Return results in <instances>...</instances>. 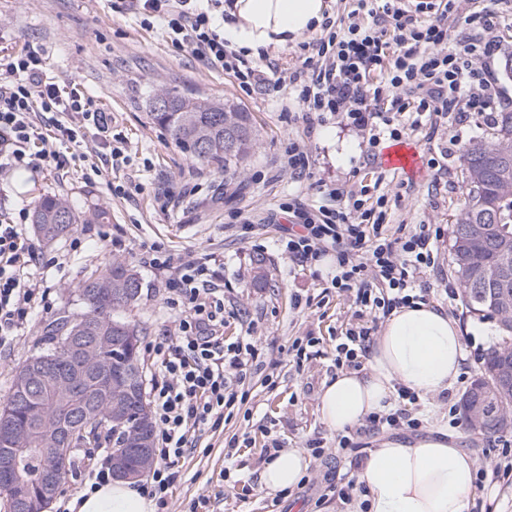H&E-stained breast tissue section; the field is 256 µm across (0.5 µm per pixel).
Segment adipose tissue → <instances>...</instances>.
Masks as SVG:
<instances>
[{
    "instance_id": "ef3b65f1",
    "label": "adipose tissue",
    "mask_w": 512,
    "mask_h": 512,
    "mask_svg": "<svg viewBox=\"0 0 512 512\" xmlns=\"http://www.w3.org/2000/svg\"><path fill=\"white\" fill-rule=\"evenodd\" d=\"M325 0H226L224 37L252 53L285 46L317 28ZM465 360L456 322L433 305L419 302L394 310L376 337L366 373L341 372L319 395V415L340 432L385 409L396 385L421 396L448 391ZM308 461L289 448L269 461L260 484L270 493L295 487ZM476 462L446 436L384 440L370 451L358 476L367 488L368 512H467ZM78 512H155L152 499L133 482H108L77 506Z\"/></svg>"
}]
</instances>
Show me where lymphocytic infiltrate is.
Instances as JSON below:
<instances>
[{
  "mask_svg": "<svg viewBox=\"0 0 512 512\" xmlns=\"http://www.w3.org/2000/svg\"><path fill=\"white\" fill-rule=\"evenodd\" d=\"M112 13L134 15L143 25L161 24L173 47L188 52L208 68L233 74L242 91L266 88L261 64L230 49L224 41V0H107ZM435 14L419 20L423 9ZM500 14L478 8L474 0H348L337 17H325L320 36L305 42L309 55L289 71L288 88L308 127L339 120L367 136L362 166L375 163L382 139L401 140L426 131L431 115L453 117L463 125L471 113L492 116L512 105L498 85L491 63L498 52L495 35ZM459 33L449 37V26ZM414 119H406L407 110ZM71 113L91 122L110 156L112 120L96 99L80 88L48 81L42 50L27 47L0 56V173L29 170L43 163L64 169L68 159L53 149L34 120L36 113ZM327 202L316 208L292 198L281 211L294 215L298 230L289 232V257L305 266L326 255L336 258L330 285L354 292L358 322L346 329L335 351L341 370L363 367L372 334L381 316L426 301L422 276L433 267L441 234L429 225L392 236L383 228L384 197H372L368 186L325 187ZM19 223L0 224V346L21 336L36 311L47 310L48 295L29 269L36 258ZM166 286L183 309L175 321V339L155 348L162 376L150 392L159 464L143 494L165 505L189 440L218 427L243 403L238 394L263 360L251 337L224 340V300L208 262H186ZM417 396L398 387L394 405L368 416L371 429L411 430L422 427L404 402Z\"/></svg>",
  "mask_w": 512,
  "mask_h": 512,
  "instance_id": "1",
  "label": "lymphocytic infiltrate"
}]
</instances>
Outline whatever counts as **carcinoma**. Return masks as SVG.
Here are the masks:
<instances>
[{"label":"carcinoma","instance_id":"cac0c4a2","mask_svg":"<svg viewBox=\"0 0 512 512\" xmlns=\"http://www.w3.org/2000/svg\"><path fill=\"white\" fill-rule=\"evenodd\" d=\"M163 99L162 108L151 107V124L170 134L176 146L192 161L215 163L224 170L238 168L258 143L257 130L250 113L242 112L228 102L208 99L193 92H180L165 86L153 91L151 100ZM491 137L470 142L461 155V166L468 186L467 202L452 227L451 255L453 271L462 290L465 309L473 316L496 317L497 341L483 354L480 377L474 385L488 387L492 379L490 369L499 354H512V273L507 290L509 300L497 305L482 302L486 284L478 274L481 267L493 263L496 248L505 244L512 251V112L499 113ZM107 212L93 208L78 211L68 202L53 196L40 198L34 204L33 224L46 240L52 241L68 234L76 224H104ZM472 224H484L489 235L471 242L468 253L474 263L471 273L463 270L460 248L461 231ZM112 289V302H99L95 289ZM141 282L137 274L120 257L108 260L104 266L88 272L77 285L78 292H85L84 310L79 313L63 312L42 327L37 355L56 361L60 367L67 365L63 337L81 324L97 328L124 330L127 339L119 348L110 352L112 375L138 376V390L130 401L125 420L112 425V436L89 432L75 448H99L112 445V454L123 450L142 430L153 434L151 406L144 391L143 364L140 351L141 336L145 328L120 316L139 298ZM38 394H30L13 385L9 396L0 404L15 407L17 439L5 443L16 449L19 461L30 478H40L41 463L31 450L22 449L20 437L28 424L24 403L36 401Z\"/></svg>","mask_w":512,"mask_h":512}]
</instances>
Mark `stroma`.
Segmentation results:
<instances>
[{
  "mask_svg": "<svg viewBox=\"0 0 512 512\" xmlns=\"http://www.w3.org/2000/svg\"><path fill=\"white\" fill-rule=\"evenodd\" d=\"M0 28L6 32L0 51L42 48L48 74L63 84H80L99 100L124 148L123 160L115 161L112 171L90 176L102 148L89 126L81 144L59 143L70 159L65 169L44 165L0 177L2 210L30 208L52 195L76 209L95 206L109 215L108 223L93 228L75 225L51 245L27 228V242L51 261L38 267L36 275L51 288L53 302L49 311L34 315L22 336L0 347V400L9 394L18 367L35 353L41 326L62 310L81 311L75 286L86 270L115 256L126 259L141 280V294L125 316L146 329L141 355L145 383L153 385L159 379L153 350L173 332L179 310L168 303L167 290L145 257L156 251L176 267L213 254L224 262L219 280L224 339L230 343L252 336L262 360L271 362L277 386L268 389L261 375H254L245 384L241 411L218 428L197 434L179 464L165 512H189L196 501L199 512H351V504L327 488L326 476L347 472L350 453L338 448L336 432L321 423L318 397L323 384L337 374L336 339L353 322V297L330 288L332 257L307 267L289 259L282 242L289 221L280 215V206L295 195L325 203L323 189L331 183L372 185L375 195L387 198L389 233L419 224L441 229L437 264L425 281L432 290L430 304L447 309L438 291L456 281L450 232L468 194L461 152L451 145L448 128L439 127L430 140L416 133L406 136L419 155L415 170L388 168L381 158L364 168L361 137L334 122L308 131L287 86L246 95L232 75L175 51L161 28L112 14L106 0H0ZM160 84L227 99L251 113L259 142L241 175L191 162L168 133L149 123L147 100ZM292 142L310 152L312 178H297L289 169L286 154ZM447 311L461 329L462 372L449 396H423L407 410L423 420L420 435L448 433L478 466L490 469L505 455L503 443L512 441V432L489 438L462 426L449 428L448 409L460 404L479 374V359L495 341L497 323L469 316L461 304ZM306 337L318 338L320 353L298 367L282 348ZM272 437L282 447L301 450L318 438L325 448L324 456L311 459L297 487L279 501L259 482L267 463L264 446Z\"/></svg>",
  "mask_w": 512,
  "mask_h": 512,
  "instance_id": "1",
  "label": "stroma"
}]
</instances>
